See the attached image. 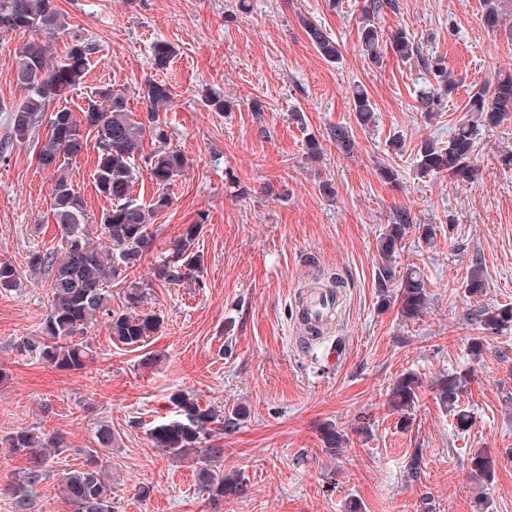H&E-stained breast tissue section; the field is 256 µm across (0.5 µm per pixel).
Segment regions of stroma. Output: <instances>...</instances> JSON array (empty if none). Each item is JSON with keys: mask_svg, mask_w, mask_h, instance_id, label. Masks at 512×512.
Instances as JSON below:
<instances>
[{"mask_svg": "<svg viewBox=\"0 0 512 512\" xmlns=\"http://www.w3.org/2000/svg\"><path fill=\"white\" fill-rule=\"evenodd\" d=\"M365 0H55L69 22L56 39L61 55L71 35L100 47L84 84L66 101L86 107L96 86L124 89L137 119L144 82L169 85L160 120L170 147L189 166L176 178L171 206L149 228L151 244L128 281L149 289L145 311L162 323L138 347L109 337L97 323L87 338L88 368L50 366L13 350L34 334L49 306V280L26 268L37 250L57 245L50 211L51 175L40 169L34 140L10 137L0 111V260L22 268L19 290L0 294V512H12L3 488L26 461L8 436L28 427L61 436L42 484V512H66L61 478L95 447L100 426L115 445L105 458L115 512H512V329L489 336L473 359L462 282L472 260L482 264V303L512 304V119L477 136L478 173L454 183L419 175L422 141L447 146L465 115L468 94L495 72L512 71V36L481 23L483 0H397L374 19L385 39L372 64L358 36ZM311 20L340 46L326 61L304 29ZM404 31L419 55L401 61L390 45ZM23 35L0 34V102L19 100L14 50ZM177 49L156 68L154 41ZM464 79L443 112L425 118L417 99L434 87L428 57ZM362 86L374 110L358 123L352 89ZM218 95L231 106H208ZM345 127L351 147L331 136ZM321 146L306 159L308 138ZM400 148H392L393 139ZM95 139L69 164L92 218L111 203L92 174ZM392 169L395 181L385 180ZM411 226L395 257L396 272L416 265L428 285L420 319L405 321L398 303L383 304L376 286L379 240L399 211ZM204 219L198 277L163 284L154 277L184 225ZM431 225L433 240L421 228ZM340 274L345 286L336 321L317 340L302 341L298 302L313 281ZM471 370L459 406L472 425L462 431L437 398L436 381ZM421 379L409 414L389 392L398 378ZM185 390L215 410L245 407L235 432L221 436L223 469L239 475L244 495L212 504L197 480V459L175 463L154 448L148 431L169 417L170 394ZM348 444L325 454L323 424ZM494 459L491 477L473 476L478 449ZM421 454L418 477L407 472ZM147 495H139V487Z\"/></svg>", "mask_w": 512, "mask_h": 512, "instance_id": "1", "label": "stroma"}]
</instances>
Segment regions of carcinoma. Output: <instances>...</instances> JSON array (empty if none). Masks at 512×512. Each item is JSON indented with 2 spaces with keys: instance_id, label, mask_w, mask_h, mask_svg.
I'll return each instance as SVG.
<instances>
[{
  "instance_id": "cac0c4a2",
  "label": "carcinoma",
  "mask_w": 512,
  "mask_h": 512,
  "mask_svg": "<svg viewBox=\"0 0 512 512\" xmlns=\"http://www.w3.org/2000/svg\"><path fill=\"white\" fill-rule=\"evenodd\" d=\"M512 0H484L482 25L499 31L507 20L509 2ZM395 0H365L362 26V46L373 63H380V35L371 24V17L386 8H395ZM305 31L312 45L326 60H339V45L321 27L311 21L304 22ZM68 29L65 16L57 9L54 0H0V33L23 32L30 36L15 48L16 83L24 96L17 103L6 107L11 112V135L24 140L47 123V133L36 142L37 162L44 170L52 171L50 190L53 219L61 229L56 247L36 251L29 258L30 271L44 272L50 277V300L46 315L37 334L24 336L15 348L33 358L67 370H83L95 359L87 332L99 321L108 324L112 341L125 346H140L159 327L155 313L140 310L147 296L137 283L125 287V309L112 310V290L109 285L119 280L127 271L137 267L150 242L148 227L157 216L171 205L167 187L181 175L188 160L177 149L163 148L148 155L143 154L146 135L166 143V131L159 123V112L171 99L167 84L149 82L142 87L146 102L147 121L134 118L128 107V96L121 89L99 86L94 99L87 103L80 115L60 106V101L82 82L90 65L91 55L98 52L94 42L75 38L58 60H52L53 41ZM392 45L399 57L409 60L414 56V44L406 33L393 35ZM176 48L166 41L152 44L154 65L163 69L176 55ZM427 68L437 80L439 92H424L419 97L421 111L432 114L442 109L443 101L455 89L456 82L448 68L439 59H427ZM353 111L358 120L367 124L373 115L366 93H352ZM465 112L470 119L460 123L443 149L431 141L421 143L417 154V168L423 174L447 173L456 182L472 180L476 171V135L479 127H495L512 118V72L498 73L493 81L469 94ZM97 137L98 156L93 173L96 190L112 201L110 210L104 212L99 224L90 228V217L85 202L76 191L68 173V161L81 155L89 135ZM142 156L147 164L150 179L158 186L151 200L144 204L132 199V187L137 179L133 161ZM205 217L186 225L183 233L174 240L169 256L156 268L155 278L165 284H178L199 270L200 255L196 251L198 238L204 227ZM410 215L397 213L394 223L381 239L380 252L392 260L402 245ZM99 232L104 243L93 239ZM20 284V273L9 261L0 262V291H11ZM396 285L395 295L399 309L407 321L420 319L427 303V284L411 267L401 281H396L395 271L383 265L378 288L388 297L389 286ZM465 295L474 300L484 293V282L475 265L464 277ZM468 316L483 332L472 337L470 352L477 359L483 354L487 339L485 334H497L512 326V305L505 304L493 310L482 303L470 305ZM470 378L467 372H456L439 379V399L448 410L456 412L457 426L465 428L470 416L458 409L459 395ZM421 381L417 374H403L391 390V403L403 410L415 406L416 390ZM175 415L149 430L154 447L170 460L178 463L200 453L203 465L197 478L202 490L211 501L244 493L243 484L233 475L224 473L219 463L224 459V448L212 438L235 431L245 411L238 407L231 412L203 408L186 392L171 396ZM97 447L85 453L81 467L63 474L62 494L69 512H115L112 500V477L103 466L100 453L112 449L115 439L112 429L102 425L96 434ZM321 439L330 455L340 454L346 444L344 435L329 424L321 432ZM9 448L27 458L28 465L18 473L13 483L3 489L11 499L13 512H39L41 484L50 475L52 457L64 452L62 439L49 438L32 427L17 431L7 438ZM494 461L479 453L472 458V470L479 478L491 475Z\"/></svg>"
}]
</instances>
